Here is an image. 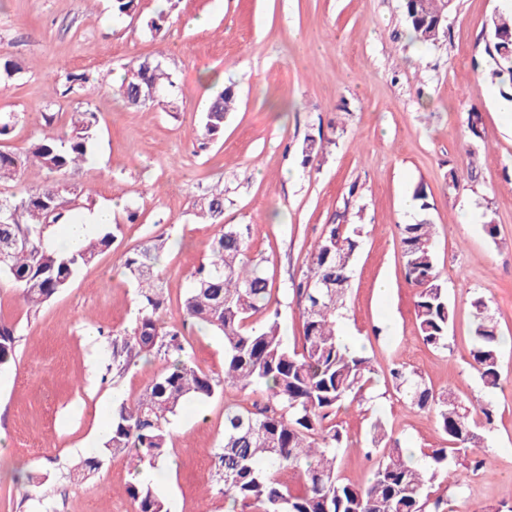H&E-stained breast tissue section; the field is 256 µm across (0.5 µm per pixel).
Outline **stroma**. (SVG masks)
Returning a JSON list of instances; mask_svg holds the SVG:
<instances>
[{
	"label": "stroma",
	"mask_w": 512,
	"mask_h": 512,
	"mask_svg": "<svg viewBox=\"0 0 512 512\" xmlns=\"http://www.w3.org/2000/svg\"><path fill=\"white\" fill-rule=\"evenodd\" d=\"M506 5L455 0L446 41L424 47L407 34L403 0H139L136 16L123 19L111 0H0V50L23 65L0 77V112L16 118L0 151L68 128L71 112L92 109L98 137L90 161L66 177L80 193L74 215L121 202L109 227L112 247L50 301L29 308L0 280V321L15 337V359L0 370V512H132L127 458H102L80 483L69 473L88 446H101L103 410L133 402L166 366L153 355L125 370L112 364L113 334L131 331L138 317L123 260L148 238L168 239L161 319L182 329L201 370L223 376L222 339L186 322L181 310L216 232L197 218L196 205L217 185L225 223L252 227L250 254L273 284L291 346L302 336L292 283L311 246L335 215L362 227L340 329L372 358L377 376L373 398L346 402L336 416L351 441L339 457L340 478L368 482L377 418L403 447L446 446L434 413L393 388L388 370L402 363L435 391L496 411L483 448L490 473L452 469L434 496L450 512H512V345L502 349L495 391L483 387L470 357L474 296L489 301L503 336L512 337V122L486 77L489 21ZM161 11L168 23L157 34L146 21ZM198 17L204 25H195ZM154 59L176 73L178 90L147 109L128 107L113 93L114 77L130 61ZM70 72L88 75V83L65 92ZM229 86L238 104L224 134L201 144L203 110ZM474 110L482 137L473 145L467 117ZM318 135L328 140L325 152L303 167L302 145ZM452 170L462 179L456 192L448 189ZM420 186L455 307L444 349L419 335L399 246V225L414 218L406 202ZM488 216L493 238L484 230ZM224 404L221 396L190 400L172 420L157 485L169 512H225L212 463ZM19 472L38 480L31 496L14 483Z\"/></svg>",
	"instance_id": "obj_1"
}]
</instances>
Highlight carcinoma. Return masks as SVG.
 I'll use <instances>...</instances> for the list:
<instances>
[{"mask_svg":"<svg viewBox=\"0 0 512 512\" xmlns=\"http://www.w3.org/2000/svg\"><path fill=\"white\" fill-rule=\"evenodd\" d=\"M404 20L411 38L436 46L447 36L445 17L453 0H404ZM491 32L512 33V11H498ZM490 57L491 80L512 101V39L499 41ZM173 91L176 82L162 61L132 62L126 66L118 95L129 105L142 107L139 92L147 87ZM236 95L225 88L208 103L201 136L219 139L224 119ZM96 113L89 108L73 112L68 130L49 131L30 141L19 153L0 151V184L18 180L21 170L33 167L45 179L9 195H0V243L23 241L12 250L0 275L9 279L29 306L38 307L66 288L77 272L112 247L106 233L89 240L77 252L63 256L48 242L47 229L64 224L75 202L64 177L88 160L96 132ZM323 139L308 138L302 146L303 163L312 165L324 153ZM414 221L399 225L405 278L415 288L414 315L423 342L447 347L455 307L440 279L434 244V224L424 189L415 192ZM200 218L216 226L210 256L193 272L192 288L184 295V317L224 337V377L216 379L195 366L186 353L183 331L164 326L158 313L166 296L157 265L167 244L156 235L126 256L124 267L136 286L138 319L132 332L112 338V362L127 369L136 357L159 355L165 369L132 403L112 408V421L100 454L129 457L161 468L167 452L168 424L182 404L206 402L218 395L250 390L261 399L250 409L224 407V440L213 454L214 467L224 483V501L251 512H442L443 501L431 499V489L449 467L474 472L486 469L484 457L474 452L492 425L494 410L480 408V416L451 391L436 392L423 374L402 364L388 375L393 387L410 404L435 413L450 446L422 452L416 464L408 449L388 438L381 422L372 425V443L381 449L371 478L364 486L342 481L337 473L340 451L350 447L332 416L350 397L368 389L376 369L370 357L342 345L337 320L345 306L352 269L362 234L359 224H331L308 253L306 269L293 283V294L303 323L301 349L284 341L281 313L271 308L272 286L260 264L250 256V226L224 223V188L202 198ZM474 310L471 365L484 386L500 385L503 336L482 296L471 301ZM267 311L256 325L252 317ZM13 329L0 323V367L15 357ZM287 470L300 473L303 490L294 493L280 480ZM134 512H168L150 481L127 486Z\"/></svg>","mask_w":512,"mask_h":512,"instance_id":"obj_1","label":"carcinoma"}]
</instances>
